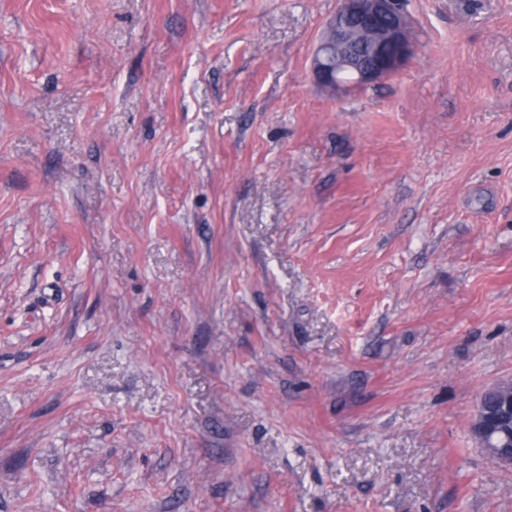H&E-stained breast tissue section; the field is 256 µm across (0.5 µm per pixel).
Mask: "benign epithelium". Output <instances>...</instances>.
Masks as SVG:
<instances>
[{"label": "benign epithelium", "instance_id": "7a95c632", "mask_svg": "<svg viewBox=\"0 0 512 512\" xmlns=\"http://www.w3.org/2000/svg\"><path fill=\"white\" fill-rule=\"evenodd\" d=\"M369 29L380 43L366 54L349 46L350 31ZM409 18L401 0H339L336 13L325 25L312 54V74L325 90L334 93L351 85H371L399 71L415 53ZM494 422L481 408L473 414L471 431L497 464L512 466L508 436L488 443Z\"/></svg>", "mask_w": 512, "mask_h": 512}]
</instances>
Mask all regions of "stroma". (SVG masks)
<instances>
[{
	"instance_id": "1",
	"label": "stroma",
	"mask_w": 512,
	"mask_h": 512,
	"mask_svg": "<svg viewBox=\"0 0 512 512\" xmlns=\"http://www.w3.org/2000/svg\"><path fill=\"white\" fill-rule=\"evenodd\" d=\"M336 6L0 0V512H512V0ZM369 29L380 43L364 54L349 46L350 31ZM409 18L401 0H339L312 54L315 81L331 93L371 85L399 71L415 53ZM349 75L352 83L345 82ZM511 397L512 391L510 390L487 391L481 399V404L479 400L471 423V431L483 446L486 454L502 466H512V448L508 445L507 433H503V437L499 440L498 445L488 444V434L492 432L494 422L478 405H481L486 411L497 412L502 409L509 398L511 401Z\"/></svg>"
}]
</instances>
